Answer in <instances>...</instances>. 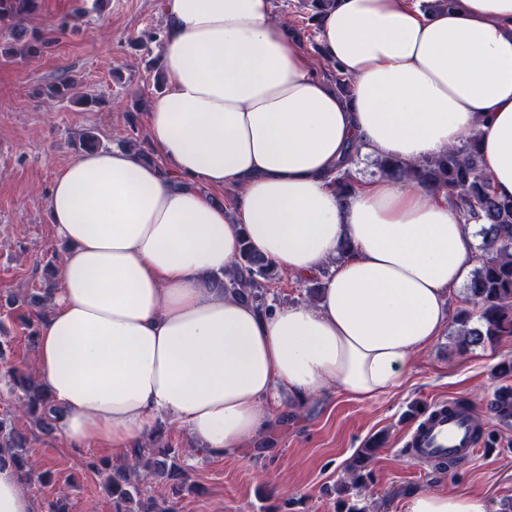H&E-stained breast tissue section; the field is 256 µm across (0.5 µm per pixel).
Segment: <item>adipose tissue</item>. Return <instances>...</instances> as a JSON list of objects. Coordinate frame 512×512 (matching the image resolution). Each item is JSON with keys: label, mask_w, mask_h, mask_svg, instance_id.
Listing matches in <instances>:
<instances>
[{"label": "adipose tissue", "mask_w": 512, "mask_h": 512, "mask_svg": "<svg viewBox=\"0 0 512 512\" xmlns=\"http://www.w3.org/2000/svg\"><path fill=\"white\" fill-rule=\"evenodd\" d=\"M166 84L147 107L154 161L77 154L48 191L65 244L38 320L36 369L67 446L123 460L159 419L231 454L268 431L274 391L299 400L395 392L442 335L475 265L473 224L448 197L388 177L330 183L347 147L420 163L480 129L482 166L512 196V0H336L323 56L336 93L269 21L272 0H161ZM236 189V220L213 190ZM279 271L324 278L316 303L255 304L211 277L242 240ZM347 253H340L341 244ZM403 512H487L482 496L421 490ZM0 512H36L0 466Z\"/></svg>", "instance_id": "adipose-tissue-1"}]
</instances>
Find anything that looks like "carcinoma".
Here are the masks:
<instances>
[{
    "instance_id": "1",
    "label": "carcinoma",
    "mask_w": 512,
    "mask_h": 512,
    "mask_svg": "<svg viewBox=\"0 0 512 512\" xmlns=\"http://www.w3.org/2000/svg\"><path fill=\"white\" fill-rule=\"evenodd\" d=\"M38 8L39 0H0V20L15 21L9 34L10 46L0 49L1 56L33 58L42 53L45 41L23 26ZM74 88L75 80L71 78H62L46 86L53 97L84 100L82 96H74ZM479 136L480 131L476 129L461 144L413 166L396 158L376 160L381 175L443 191L460 218L481 225L480 263L466 288V306L458 310L454 321L460 353L492 343L502 336H512V197H501L494 191L481 165ZM360 150L361 146H352L344 166L332 177V184L344 200L351 195L355 185L350 166ZM278 277V270L245 242L236 270L214 277V284L230 295L264 307L267 283ZM10 377L13 388L20 392L17 417H31L41 431L52 433L55 430L53 409L45 390L31 375H19L14 370ZM491 411L504 423L512 421V387L502 388L495 394ZM378 447L377 440L367 442L346 467L353 485L366 478L364 470ZM156 455L171 459L167 478L173 494H179L186 486L185 473L176 462L178 453L168 446L140 447L133 451L129 464L114 466L107 461L92 459L86 462V467L91 471L109 470L106 487L112 497L114 512H134L129 504L141 495L137 477L142 472L151 473L157 465ZM5 463L12 464L24 474L30 473L26 440L16 431L12 417L0 418V465Z\"/></svg>"
}]
</instances>
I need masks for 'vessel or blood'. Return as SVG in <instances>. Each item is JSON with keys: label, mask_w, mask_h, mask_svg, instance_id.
Listing matches in <instances>:
<instances>
[{"label": "vessel or blood", "mask_w": 512, "mask_h": 512, "mask_svg": "<svg viewBox=\"0 0 512 512\" xmlns=\"http://www.w3.org/2000/svg\"><path fill=\"white\" fill-rule=\"evenodd\" d=\"M407 452L418 462L470 461L478 454L479 443L469 413L449 402L434 404L412 431Z\"/></svg>", "instance_id": "1"}]
</instances>
